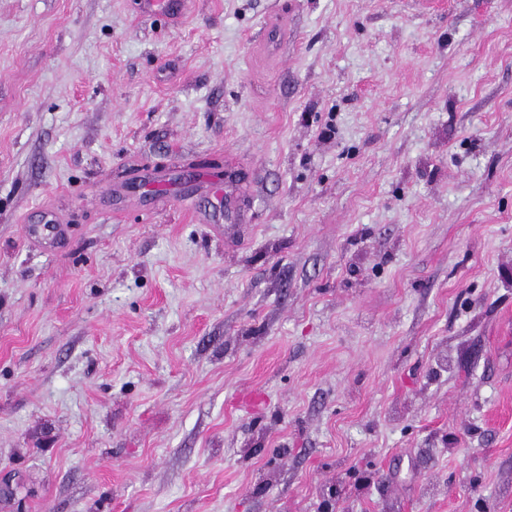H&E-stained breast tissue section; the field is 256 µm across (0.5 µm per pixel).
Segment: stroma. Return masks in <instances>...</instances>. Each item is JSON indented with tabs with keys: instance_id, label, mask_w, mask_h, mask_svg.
I'll use <instances>...</instances> for the list:
<instances>
[{
	"instance_id": "1",
	"label": "stroma",
	"mask_w": 512,
	"mask_h": 512,
	"mask_svg": "<svg viewBox=\"0 0 512 512\" xmlns=\"http://www.w3.org/2000/svg\"><path fill=\"white\" fill-rule=\"evenodd\" d=\"M1 485L512 512V0H0ZM186 0H140L139 9L143 16L151 17L156 11L179 16Z\"/></svg>"
}]
</instances>
